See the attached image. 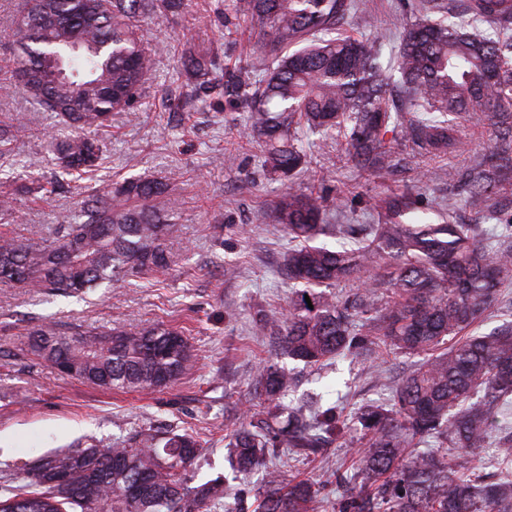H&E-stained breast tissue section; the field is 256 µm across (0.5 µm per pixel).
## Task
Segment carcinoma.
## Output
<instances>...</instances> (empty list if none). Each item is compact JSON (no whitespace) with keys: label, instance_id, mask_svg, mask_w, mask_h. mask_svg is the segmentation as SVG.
Here are the masks:
<instances>
[{"label":"carcinoma","instance_id":"cac0c4a2","mask_svg":"<svg viewBox=\"0 0 512 512\" xmlns=\"http://www.w3.org/2000/svg\"><path fill=\"white\" fill-rule=\"evenodd\" d=\"M185 0H24L14 18L17 84L44 112L56 113L73 134L54 144L63 175L98 170L104 144L96 136L114 112L131 111L152 68L141 23L180 13ZM358 0H225L224 28L248 19L258 64L224 66L212 79L213 58L187 52L183 73L198 88L247 114L244 133L256 139L265 166L280 180L274 220L298 244L281 271L302 286L288 315L264 318L284 354L315 366L341 354L360 357L379 344L423 361L392 390L389 406L372 405L357 421L368 446L354 464L338 512H512V425L504 422L512 397V324L486 335L459 337L484 316L512 276V244H481L471 224L371 227L369 243L330 250L316 241L342 226L327 223L329 197L296 186L307 166L308 132H343L347 160L370 174L390 171L392 145L410 142L431 155L448 153L462 121L487 113L492 154L459 174V186L478 218L496 214V194L512 173V0H466L461 15L447 0H416L388 67L375 39L337 33ZM487 25L491 36L479 32ZM0 193V222L14 218L17 192ZM162 187L142 178L84 197L55 237L19 241L0 235V284L20 283L82 296L144 271L165 270L169 210L153 203ZM388 212L411 209L410 195L382 200ZM384 257L389 295L379 305L378 282H363L351 311L328 288L367 271ZM31 354L69 377L105 390L165 388L189 369L183 330L157 323L134 332L75 331L52 325L31 333ZM291 372L273 361L253 377L262 417L241 423L226 448L232 470L266 469L261 492L248 501L227 479L196 482L203 453L188 432L163 438L138 432L115 442L62 448L32 464L19 460L20 482L0 496L10 512H207L236 496L235 512H314L319 485L288 483L273 461L282 448H318L333 434L336 413L307 404L285 406ZM500 471H463L460 459L485 447L491 431ZM427 449L415 455L407 449ZM75 463L74 500L52 485L56 463Z\"/></svg>","mask_w":512,"mask_h":512}]
</instances>
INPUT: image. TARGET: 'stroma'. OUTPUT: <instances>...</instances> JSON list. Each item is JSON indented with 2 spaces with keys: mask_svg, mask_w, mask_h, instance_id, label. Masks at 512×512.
I'll return each instance as SVG.
<instances>
[{
  "mask_svg": "<svg viewBox=\"0 0 512 512\" xmlns=\"http://www.w3.org/2000/svg\"><path fill=\"white\" fill-rule=\"evenodd\" d=\"M414 2L361 0L341 30L378 40L383 58H390L413 19ZM223 9L224 0H188L180 15L145 21L143 41L154 54V69L133 113H113L103 128L106 158L99 170L79 181L64 177L51 192L20 196L16 220L0 225V232L23 239L52 238L55 225L74 212L83 195L132 176L167 183V198L177 202L167 270L104 285L81 298L0 288V489L17 484V460L33 461L93 439L122 440L146 429L197 434L204 446L198 480L232 473L224 434L239 425L252 402L258 362L278 351L262 319L287 312L295 285L281 272L288 237L269 217L280 183L264 169L261 146L244 134L245 113L220 107L210 96L193 100L194 85L180 73L185 50L210 53L220 65L238 63L249 53V22L224 30ZM0 122L21 127L0 156V190L19 180L51 182L52 142L67 136L68 127L34 107L19 89L0 97ZM489 152L487 120L472 117L447 155L431 157L404 142L395 148L391 172L375 176L347 162L343 139L335 133L315 137L298 182L332 198L348 190L362 196L356 209L333 213L334 223L346 225V235L325 239L331 247L340 241L353 246L364 242L368 225L381 221L380 200L408 186L416 202L403 222L440 223L457 171ZM156 322L182 328L192 350L191 369L157 391H104L67 378L28 351L31 332L48 323L64 331H135ZM416 362L396 352L340 356L317 367L286 361L297 383L283 404L313 401L335 408L342 429L318 452L284 448L276 461L282 479L311 477L321 485L315 512H338L336 476H352L356 454L365 446L358 413L387 402Z\"/></svg>",
  "mask_w": 512,
  "mask_h": 512,
  "instance_id": "stroma-1",
  "label": "stroma"
}]
</instances>
